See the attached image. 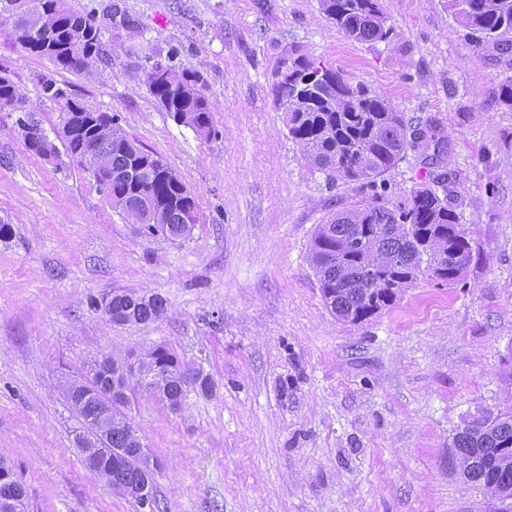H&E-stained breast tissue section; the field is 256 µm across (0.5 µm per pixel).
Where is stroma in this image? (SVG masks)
I'll list each match as a JSON object with an SVG mask.
<instances>
[{"label": "stroma", "instance_id": "stroma-1", "mask_svg": "<svg viewBox=\"0 0 512 512\" xmlns=\"http://www.w3.org/2000/svg\"><path fill=\"white\" fill-rule=\"evenodd\" d=\"M94 12L112 65L88 77L28 53L0 27V70L47 132L62 112L41 78L117 125L193 192L188 236L148 234L75 164L26 150L0 112V456L28 512H150L91 473L67 401L97 354L154 344L209 374L180 412L144 394L127 415L159 461L162 512H488L448 463L479 407L512 404V70L487 64L447 0H380L388 42L346 38L320 0H68ZM117 5L132 20L108 18ZM174 56L202 73L215 133L178 123L143 80ZM303 55L431 126L374 183L329 178L285 126L275 91ZM445 178L474 241L461 280H418L359 324L326 308L309 259L318 224ZM159 295L161 319L112 323L105 294Z\"/></svg>", "mask_w": 512, "mask_h": 512}]
</instances>
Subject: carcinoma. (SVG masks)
Returning <instances> with one entry per match:
<instances>
[{
    "label": "carcinoma",
    "instance_id": "carcinoma-1",
    "mask_svg": "<svg viewBox=\"0 0 512 512\" xmlns=\"http://www.w3.org/2000/svg\"><path fill=\"white\" fill-rule=\"evenodd\" d=\"M17 10L0 14V26L33 55L62 69L93 76L112 64L102 44L93 12L80 13L67 0H18ZM322 10L352 40L388 42L379 0H320ZM467 36L494 66L512 68V0H448ZM144 82L160 106L196 131L214 133L205 83L196 72L172 64L152 63ZM41 96L63 102L70 115L92 109L69 97L55 79L42 78ZM279 96L287 105V128L312 166L352 180H371L401 160L407 150L428 139L430 128L411 124L392 103L362 85H352L331 69L300 55L280 70ZM22 105L17 124L40 125L35 108L9 78L0 76V112ZM92 125L77 137L60 133L65 152L46 134L26 149L64 164L62 156L83 169L96 167L107 181L98 185L112 204L149 232L172 239L187 236V212L196 207L179 180L163 176L159 159L138 147L114 116L95 112ZM456 200L430 187H419L389 206L363 202L318 225L310 261L326 306L345 323L359 324L397 301L420 278L452 285L472 260L471 239L459 229ZM108 318L118 324H144L165 314L161 297L133 293L108 295ZM208 376L189 367L163 345H153L126 363L110 355L87 361L84 383L67 389V399L83 430L76 445L86 467L114 488L138 480L143 447L138 430L116 399L125 391L143 392L176 412L191 391L207 393ZM449 463L464 480L486 490L491 512H512V404L496 412L479 410L463 419L448 444ZM0 512H26V492L7 462L0 458Z\"/></svg>",
    "mask_w": 512,
    "mask_h": 512
}]
</instances>
